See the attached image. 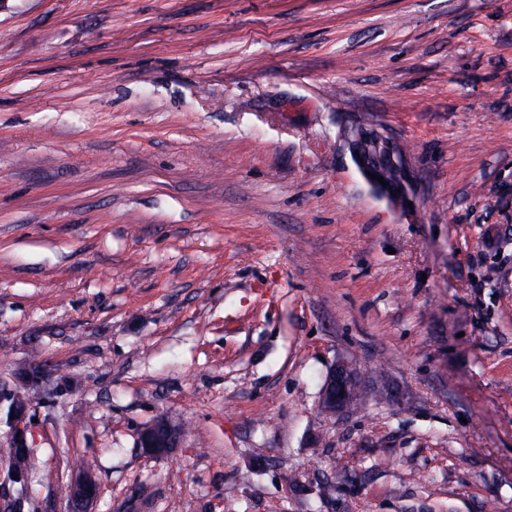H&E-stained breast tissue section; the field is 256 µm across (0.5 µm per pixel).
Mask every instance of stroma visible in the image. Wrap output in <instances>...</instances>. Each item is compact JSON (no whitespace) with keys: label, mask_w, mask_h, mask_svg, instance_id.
Returning a JSON list of instances; mask_svg holds the SVG:
<instances>
[{"label":"stroma","mask_w":512,"mask_h":512,"mask_svg":"<svg viewBox=\"0 0 512 512\" xmlns=\"http://www.w3.org/2000/svg\"><path fill=\"white\" fill-rule=\"evenodd\" d=\"M34 355L24 512L89 456L93 512H512V0H0V379ZM341 357L389 399L323 413ZM365 176L375 188L393 198L407 197L413 181L411 170L404 162V159H402L401 166V183L398 187H392L388 184L387 188H384L378 180L371 179L370 175H367V172L365 173ZM181 437L180 426L167 416L161 415L140 430L138 443L144 454L161 456L171 448H178Z\"/></svg>","instance_id":"obj_1"}]
</instances>
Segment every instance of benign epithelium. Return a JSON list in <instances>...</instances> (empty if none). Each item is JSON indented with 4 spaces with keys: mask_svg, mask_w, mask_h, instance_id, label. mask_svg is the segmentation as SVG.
I'll use <instances>...</instances> for the list:
<instances>
[{
    "mask_svg": "<svg viewBox=\"0 0 512 512\" xmlns=\"http://www.w3.org/2000/svg\"><path fill=\"white\" fill-rule=\"evenodd\" d=\"M412 173L407 165L401 166V183L397 187L383 186L372 179L370 183L393 198L408 196L412 185ZM16 384L10 386L0 383V410L8 409V415L14 416L6 424L10 429V442L13 447L26 454L29 452L27 440L28 419L32 404L28 395L34 391L45 396L53 390L55 372L43 361L29 364L14 373ZM367 394L366 378L360 365L348 359H339L330 366L320 396V407L328 414L351 413L354 396ZM182 430L168 417L161 415L144 426L138 434V443L142 452L149 456H161L172 448L180 446ZM14 485L25 486L29 474L13 460L0 471ZM99 494V486L91 470H75L69 482V500L72 512H87L89 506Z\"/></svg>",
    "mask_w": 512,
    "mask_h": 512,
    "instance_id": "1",
    "label": "benign epithelium"
}]
</instances>
